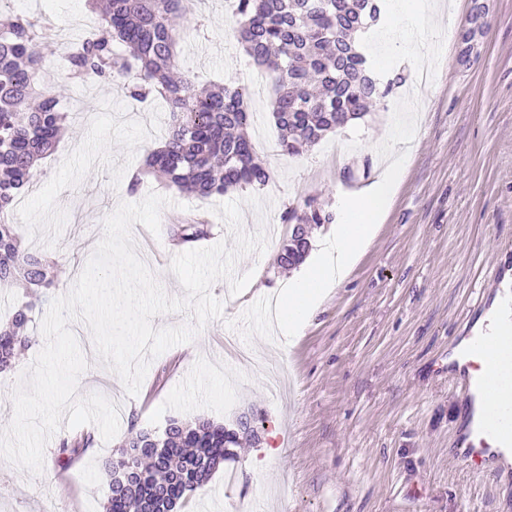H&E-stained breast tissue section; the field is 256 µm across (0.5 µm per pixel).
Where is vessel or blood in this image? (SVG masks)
<instances>
[{
  "instance_id": "vessel-or-blood-1",
  "label": "vessel or blood",
  "mask_w": 512,
  "mask_h": 512,
  "mask_svg": "<svg viewBox=\"0 0 512 512\" xmlns=\"http://www.w3.org/2000/svg\"><path fill=\"white\" fill-rule=\"evenodd\" d=\"M448 378L464 391L457 460L475 473L500 477L512 468L497 450L501 444L512 446V344L486 331L458 337L448 353ZM484 388L498 396L497 419L475 415V398Z\"/></svg>"
}]
</instances>
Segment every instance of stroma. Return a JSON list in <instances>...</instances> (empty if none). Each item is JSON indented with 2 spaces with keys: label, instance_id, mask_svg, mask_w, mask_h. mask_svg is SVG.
<instances>
[{
  "label": "stroma",
  "instance_id": "stroma-1",
  "mask_svg": "<svg viewBox=\"0 0 512 512\" xmlns=\"http://www.w3.org/2000/svg\"><path fill=\"white\" fill-rule=\"evenodd\" d=\"M10 8L49 18L68 34L39 46L46 88L63 91L67 131L13 206L24 248L59 256L60 293L83 270L105 217L152 191L171 200L160 234L146 249L142 224L131 236L169 296L184 294L170 270L183 248L168 234L181 217L209 218L211 234L199 242L209 247L229 235L214 207L239 201L242 230L264 231L267 246L235 263V274L252 273L254 286L234 296L227 281H216L222 318L151 360L137 395L117 378L100 387L119 411V437L96 438L65 469L50 438L38 475L0 458V512H105L99 468L130 422L160 432L174 417L234 423L244 414L254 418L259 439L242 443L235 460L188 493L181 512H237L240 503L249 512H512V475L476 474L453 456L461 392L446 369L456 339L484 313L474 297L487 270L512 266V0H427L437 31L429 43L432 79L420 95L413 140L396 146L407 168L350 276L285 346L244 340L227 323L288 277L277 263L292 231L281 219L286 206L314 196L332 210L342 192L377 179L385 161L376 147L406 87L303 153L282 154L273 147L270 78L238 43L228 0H204V24L185 29L178 66L201 85L259 77L263 90L248 99L249 132L272 177L252 195L190 197L145 170L148 151L163 142L165 101L128 98L121 77L103 83L61 70L67 42L85 33L87 0H12ZM137 172L143 184L132 194L127 185ZM48 307L35 305L34 341L0 375V430L11 422L19 376L45 344L40 324ZM271 437L280 447L273 457L265 450Z\"/></svg>",
  "mask_w": 512,
  "mask_h": 512
}]
</instances>
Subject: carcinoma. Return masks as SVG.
<instances>
[{"label": "carcinoma", "instance_id": "cac0c4a2", "mask_svg": "<svg viewBox=\"0 0 512 512\" xmlns=\"http://www.w3.org/2000/svg\"><path fill=\"white\" fill-rule=\"evenodd\" d=\"M101 21L97 33L66 48L69 75L110 81L128 75L126 91L135 100L169 102L165 145L151 152L146 166L179 190L222 196L242 185H266L271 173L256 155L246 131L248 92L210 85L200 90L177 64L181 28L188 12L177 0H91ZM378 0H236L234 29L245 53L272 78L270 107L281 151L293 155L326 134L363 117L388 95L365 68L356 37L380 17ZM50 20L11 13L0 21V285L24 288L32 301L0 322V373L8 372L31 343L29 312L41 295L58 286L62 266L50 255L22 254V237L12 206L37 175V163L51 155L65 129L67 113L58 97L43 91L41 42ZM290 224H333L335 214L308 196L282 215ZM210 235V224L184 218L172 240L191 244ZM309 251L302 236L284 241L277 256L295 267ZM239 444L237 431L209 419L173 420L158 433L130 426L117 457L102 462L108 487L105 512H176L182 497L174 487L193 491L224 462V443ZM94 444L88 431L63 437L58 464L68 466Z\"/></svg>", "mask_w": 512, "mask_h": 512}]
</instances>
